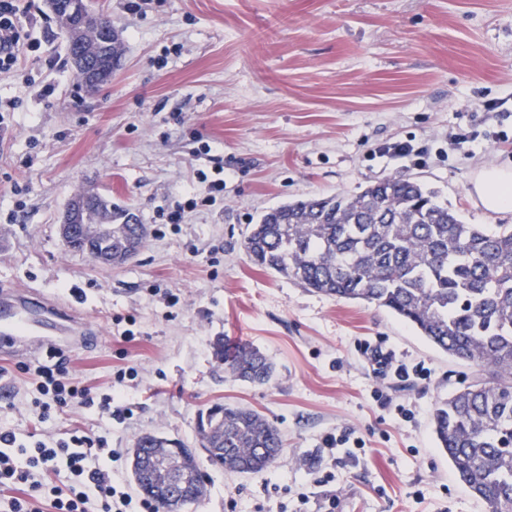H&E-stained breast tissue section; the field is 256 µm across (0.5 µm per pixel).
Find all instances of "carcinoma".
I'll return each mask as SVG.
<instances>
[{
	"instance_id": "obj_1",
	"label": "carcinoma",
	"mask_w": 512,
	"mask_h": 512,
	"mask_svg": "<svg viewBox=\"0 0 512 512\" xmlns=\"http://www.w3.org/2000/svg\"><path fill=\"white\" fill-rule=\"evenodd\" d=\"M55 14L65 32L81 34L70 58L90 93L112 76L107 65L122 57V39L112 22L89 0H68ZM102 67L99 84L76 52ZM115 237L134 232L121 210H112ZM259 267L314 292L385 308L449 356L477 368L473 380L436 408L433 432L448 462L487 512H512V225L487 229L464 224L436 191L409 175L367 185L352 196L333 195L285 203L263 213L244 239ZM216 357L224 372L254 384L272 376L271 362L256 348L220 343ZM200 432V445L217 449L208 459L230 473L270 467L282 438L264 415L245 407L221 406ZM135 449L150 457L177 452L183 466L200 473L197 451L176 439L141 435ZM160 477L140 482L139 491L169 507Z\"/></svg>"
}]
</instances>
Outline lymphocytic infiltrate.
<instances>
[{"instance_id": "f902f5d3", "label": "lymphocytic infiltrate", "mask_w": 512, "mask_h": 512, "mask_svg": "<svg viewBox=\"0 0 512 512\" xmlns=\"http://www.w3.org/2000/svg\"><path fill=\"white\" fill-rule=\"evenodd\" d=\"M19 0H0V74L20 69L23 61L40 58L42 42L34 37ZM116 455L103 440L74 431L68 437L32 443L15 433L0 434V487L19 486L23 493L0 502V512H131L134 500L112 479ZM67 470L72 482L60 488L44 483L43 475Z\"/></svg>"}]
</instances>
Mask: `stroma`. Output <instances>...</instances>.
Segmentation results:
<instances>
[{"label": "stroma", "mask_w": 512, "mask_h": 512, "mask_svg": "<svg viewBox=\"0 0 512 512\" xmlns=\"http://www.w3.org/2000/svg\"><path fill=\"white\" fill-rule=\"evenodd\" d=\"M91 3L124 44L96 93L82 89L46 0H22L42 58L0 75V99L19 102L0 139V283L64 301L81 290L94 329L58 350L0 351V433L63 438L78 428L104 439L134 495L136 439L197 447L199 417L219 402L261 412L285 449L256 474L200 458L208 493L185 512H486L432 429L470 366L386 309L256 266L243 240L270 208L397 174L439 190L464 223L512 225V211H486L470 194L477 169L512 168V0ZM41 81L51 96H40ZM500 99L505 111H488ZM458 133L477 134L482 148L452 147ZM399 141L422 148L421 162L379 156ZM219 169L214 205L177 226L157 223L207 193L198 171ZM87 189L149 225L130 262L96 265L61 244L63 209ZM10 212L15 222L4 223ZM221 342L260 349L274 366L269 382L226 374ZM368 342L424 365L430 379L377 376L362 354ZM37 366L61 367L94 406L39 418ZM398 404L413 418H400ZM340 435L346 444L330 445Z\"/></svg>", "instance_id": "35a3bbf8"}]
</instances>
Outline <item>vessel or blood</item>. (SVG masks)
I'll return each instance as SVG.
<instances>
[{"label":"vessel or blood","instance_id":"obj_1","mask_svg":"<svg viewBox=\"0 0 512 512\" xmlns=\"http://www.w3.org/2000/svg\"><path fill=\"white\" fill-rule=\"evenodd\" d=\"M78 329L87 332L91 326L73 306L0 288V350L15 349L29 340L44 346L64 345Z\"/></svg>","mask_w":512,"mask_h":512}]
</instances>
